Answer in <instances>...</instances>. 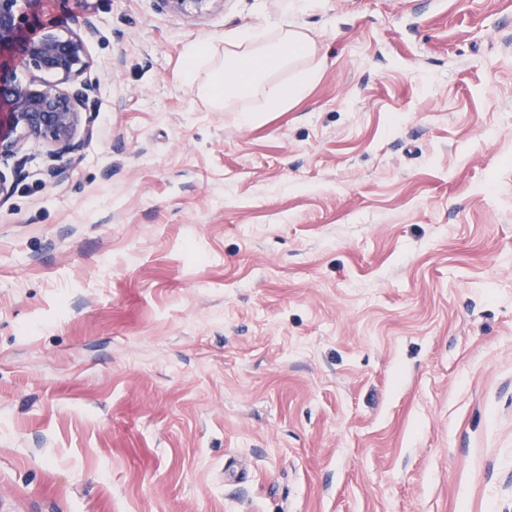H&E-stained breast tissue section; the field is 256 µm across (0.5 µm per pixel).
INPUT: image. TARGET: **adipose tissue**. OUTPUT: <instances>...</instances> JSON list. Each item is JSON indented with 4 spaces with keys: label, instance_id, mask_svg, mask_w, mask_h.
<instances>
[{
    "label": "adipose tissue",
    "instance_id": "ef3b65f1",
    "mask_svg": "<svg viewBox=\"0 0 512 512\" xmlns=\"http://www.w3.org/2000/svg\"><path fill=\"white\" fill-rule=\"evenodd\" d=\"M318 38L314 31L281 20L270 30L245 28L225 35L220 52L211 42L191 41L183 51V79L219 109L250 97L261 99L265 112L289 108L309 94L320 76ZM203 70L208 78L202 82L198 74Z\"/></svg>",
    "mask_w": 512,
    "mask_h": 512
}]
</instances>
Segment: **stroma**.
Instances as JSON below:
<instances>
[{
    "mask_svg": "<svg viewBox=\"0 0 512 512\" xmlns=\"http://www.w3.org/2000/svg\"><path fill=\"white\" fill-rule=\"evenodd\" d=\"M286 7L46 0L97 92L0 166V512H512V0H320L283 112L182 81ZM163 2L175 14L200 16L211 11L220 0H163Z\"/></svg>",
    "mask_w": 512,
    "mask_h": 512,
    "instance_id": "stroma-1",
    "label": "stroma"
}]
</instances>
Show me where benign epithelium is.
I'll list each match as a JSON object with an SVG mask.
<instances>
[{"mask_svg":"<svg viewBox=\"0 0 512 512\" xmlns=\"http://www.w3.org/2000/svg\"><path fill=\"white\" fill-rule=\"evenodd\" d=\"M44 0H0V159L16 157L35 146L73 150L84 120L86 93L66 84L90 67L86 33L58 32L40 14ZM171 12L200 16L220 0H163ZM27 76L18 78L16 64Z\"/></svg>","mask_w":512,"mask_h":512,"instance_id":"1","label":"benign epithelium"}]
</instances>
